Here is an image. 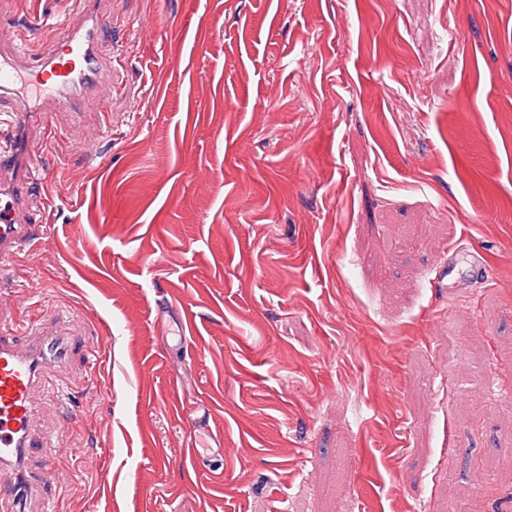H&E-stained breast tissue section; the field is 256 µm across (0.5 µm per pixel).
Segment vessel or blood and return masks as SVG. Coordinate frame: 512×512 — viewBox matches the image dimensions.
I'll return each mask as SVG.
<instances>
[{
    "mask_svg": "<svg viewBox=\"0 0 512 512\" xmlns=\"http://www.w3.org/2000/svg\"><path fill=\"white\" fill-rule=\"evenodd\" d=\"M103 5L77 0L57 29L37 15L24 29L0 20V114L11 132L8 143H0V264L44 241L26 161L32 139L54 137L53 113L106 109L97 91L111 84L115 66L103 50ZM91 347L88 339L58 330L36 328L20 338L0 328V512H31V502L49 486L53 463H31L36 452H52L37 417L38 394L55 370Z\"/></svg>",
    "mask_w": 512,
    "mask_h": 512,
    "instance_id": "1",
    "label": "vessel or blood"
}]
</instances>
